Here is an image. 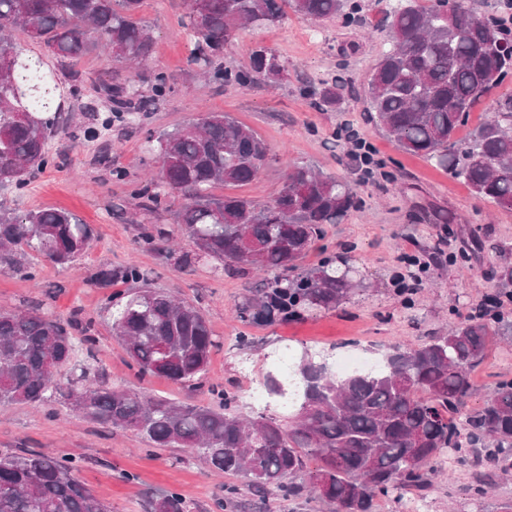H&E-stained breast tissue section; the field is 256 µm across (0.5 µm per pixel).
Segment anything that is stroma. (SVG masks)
I'll return each instance as SVG.
<instances>
[{"label":"stroma","instance_id":"1","mask_svg":"<svg viewBox=\"0 0 512 512\" xmlns=\"http://www.w3.org/2000/svg\"><path fill=\"white\" fill-rule=\"evenodd\" d=\"M365 25L345 26L341 19L314 22L288 14L268 30L244 31L224 52L228 66L247 65L260 46L271 49L286 67L276 86L232 89L200 77L188 60L189 46L182 22L188 0H142L138 12L153 34V57L146 67L118 63L98 52L76 60L43 58L44 72L54 74L60 88L80 84V98L66 100L71 120L64 134L52 141L56 158L37 178L32 191L15 195L0 190V208L37 211L47 208L72 212L89 224L93 239L76 261L60 266L43 257L30 258L35 279L0 266V308L42 307L62 320H92L94 341L80 345L76 366L59 374L61 384L78 381L89 372L107 386L135 389L179 405L217 406L213 388L238 393L236 410L252 417L261 405L245 394L272 374V363L282 352L294 358L320 352L339 360L350 349L377 357L398 342L421 343L432 333H444L475 304L505 298L512 283L490 274L495 250L512 248V211L477 201L470 189L418 157L403 153L384 132L364 119L367 83L385 47L383 15L391 0H362ZM167 74L172 90L155 101L147 118L138 124H113L102 129L100 119L110 108L102 89L127 79L136 80L144 96H151L154 71ZM342 76L353 91L344 111H319L305 92L307 81ZM204 111L226 112L265 141L274 162L253 181L242 185L215 184L214 196L236 195L258 203L269 201L280 189L286 161L312 163L327 173L358 181L359 210L342 223L325 227V236L302 261L317 266L325 255L346 258L359 267L367 290L353 294L343 308L318 311L297 321L248 322L240 316L244 299L263 285L267 276L238 268L214 272L210 263L183 266L163 251L142 249L137 241L154 225L173 228L177 205L153 217L135 220L139 200L134 187L158 171L156 154L147 149L150 136L169 132L194 120ZM99 129L96 140L84 131ZM364 135L386 163L384 172L363 180L350 160V142L337 139L344 128ZM124 170L116 180L113 170ZM427 215L424 233L418 234L411 213ZM452 213L456 236L452 251L465 250L470 258L451 262L439 253L443 225L436 213ZM483 225L484 249H474L469 229ZM424 259L422 289L401 293L398 275L405 272V257ZM136 263L150 286L162 288L198 307L218 341L201 386L192 388L162 377L142 376L112 329L109 301L131 293L122 280L101 288L94 274L103 267ZM477 388L470 407L482 405L492 385L512 379V335L496 345L471 372ZM20 450L74 458L80 481L107 507L108 512H153L154 501L168 492L179 494L191 512H335L320 499L285 501L270 495L258 498L241 492L225 501L224 488L240 484L235 475L216 476L205 460L187 448H152L128 430L103 426L77 416L64 398L42 404L0 406V456ZM468 468L449 463L428 499L429 512H505L512 504V476L495 479L482 499H472Z\"/></svg>","mask_w":512,"mask_h":512}]
</instances>
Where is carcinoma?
<instances>
[{"label":"carcinoma","mask_w":512,"mask_h":512,"mask_svg":"<svg viewBox=\"0 0 512 512\" xmlns=\"http://www.w3.org/2000/svg\"><path fill=\"white\" fill-rule=\"evenodd\" d=\"M142 0H0V187L23 192L53 156L49 141L62 131L58 116L34 107L25 76L41 72L40 58L23 56L12 31L20 29L60 60L90 48L142 64L153 37L137 14ZM478 15L462 0H398L385 14L390 43L368 83L370 118L408 154L419 155L463 180L476 198L512 211V97L489 108L491 115L467 141L457 140L470 111L512 74V0ZM310 20L342 18L364 23L361 0H190L183 27L190 62L226 86L275 85L286 68L267 47L255 49L246 67L219 63L245 29L278 25L287 10ZM347 83L309 84L319 110L343 106ZM112 120L146 118L140 86L105 87ZM160 170L137 196L147 214L172 200L192 252L180 263L215 261L225 270L253 266L274 274L241 306L242 317L274 321V312L299 317L332 310L350 299L361 280L342 275L326 257L303 270L300 263L324 238V225L338 224L360 208L353 183L311 164L290 162L277 195L266 204L209 189L252 181L275 155L251 130L223 112H202L157 139ZM173 232L158 226L138 241L159 247ZM91 230L58 209L19 213L0 209V265L34 278L25 255L36 252L69 264L90 245ZM491 274L512 281L509 250H498ZM115 279L141 283L135 265L102 269L95 283ZM112 329L142 375L180 384L202 383L217 345L196 306L160 288L142 286L116 308ZM92 322L68 324L49 312L0 309V405L39 403L60 392L83 417L136 432L154 448H191L218 474L239 475L256 495L276 493L291 501L315 497L336 512H373L380 497L401 505L406 495L426 498L442 471L445 452L473 471L471 491L484 497L494 473L512 470V380L495 383L474 411L466 410L476 388L470 371L512 322L489 321L476 312L423 343L395 344L375 370L338 376L327 359L304 357L288 379L270 376L273 396L288 397L294 413L284 423L261 413L251 419L235 410L237 395L216 391L220 407L176 405L142 392L111 389L88 376L62 387L55 379L71 364L76 343L91 341ZM303 473L306 480L293 478ZM0 512H106L76 476L73 458L43 453L0 457ZM154 512H188L177 494L159 498Z\"/></svg>","instance_id":"obj_1"}]
</instances>
